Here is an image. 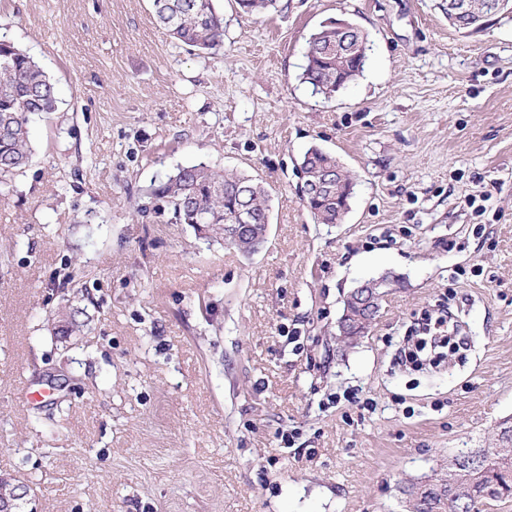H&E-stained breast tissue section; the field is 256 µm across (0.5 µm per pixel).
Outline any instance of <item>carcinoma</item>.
<instances>
[{"instance_id":"cac0c4a2","label":"carcinoma","mask_w":512,"mask_h":512,"mask_svg":"<svg viewBox=\"0 0 512 512\" xmlns=\"http://www.w3.org/2000/svg\"><path fill=\"white\" fill-rule=\"evenodd\" d=\"M246 14L262 15L277 8V0H236ZM156 23L179 45L198 50H212L224 44V16L213 0H152ZM355 48L320 54L323 45L336 43V30L326 25L307 41L306 65L302 80L312 91L326 98L336 95L353 82L364 69L367 35L357 29ZM58 103L54 82L27 53L8 41L0 40V187L24 169L32 154L28 122L34 114L56 111ZM300 168L305 174L302 197H312L309 209L319 224H339L340 208L353 195L354 183L334 155L318 147L308 148ZM332 169L333 182L324 185L319 173ZM150 195L164 203L175 222L202 224L204 237L224 234L228 216L238 210L252 215V234L264 235L270 223V198L259 180L238 172L217 171L204 163L181 166L162 184L151 188ZM81 311H62L54 333L70 336L81 331L77 321ZM490 456L477 458L474 451L463 452L468 459L463 474L448 469L444 495L428 489L421 481H412L402 489L406 512H483L487 503L512 496V458L501 459L488 449Z\"/></svg>"}]
</instances>
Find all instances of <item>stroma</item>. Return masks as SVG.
<instances>
[{
  "label": "stroma",
  "instance_id": "stroma-1",
  "mask_svg": "<svg viewBox=\"0 0 512 512\" xmlns=\"http://www.w3.org/2000/svg\"><path fill=\"white\" fill-rule=\"evenodd\" d=\"M215 5L223 48L191 51L150 0H0V38L59 94L0 190V474L37 512H405L407 482L512 425V15L465 33L435 0ZM336 19L369 50L327 100L301 73ZM312 146L354 180L342 223L300 199ZM198 163L266 185L264 250L150 196ZM382 276L342 347L344 297ZM68 305L83 335H54ZM442 312L469 347L402 363Z\"/></svg>",
  "mask_w": 512,
  "mask_h": 512
}]
</instances>
